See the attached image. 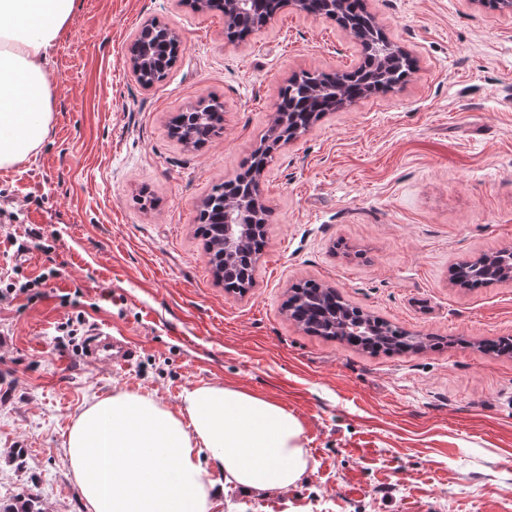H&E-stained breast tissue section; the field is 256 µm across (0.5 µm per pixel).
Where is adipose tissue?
Returning a JSON list of instances; mask_svg holds the SVG:
<instances>
[{"label":"adipose tissue","instance_id":"obj_1","mask_svg":"<svg viewBox=\"0 0 512 512\" xmlns=\"http://www.w3.org/2000/svg\"><path fill=\"white\" fill-rule=\"evenodd\" d=\"M77 0H0V168L48 137L55 84L47 64ZM302 423L277 403L220 384L188 390L181 414L121 392L84 408L66 455L88 512H205L225 485L262 497L296 487L309 466Z\"/></svg>","mask_w":512,"mask_h":512}]
</instances>
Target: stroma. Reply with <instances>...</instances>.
<instances>
[{
  "label": "stroma",
  "instance_id": "stroma-1",
  "mask_svg": "<svg viewBox=\"0 0 512 512\" xmlns=\"http://www.w3.org/2000/svg\"><path fill=\"white\" fill-rule=\"evenodd\" d=\"M367 9L415 67L274 150L272 222L239 295L208 263L200 204L263 144L281 87L353 70L359 43L293 9L231 42L223 14L191 0H79L50 57L52 131L0 169V289L57 271L38 298L0 301V500L33 493L42 512H87L65 456L84 408L126 391L176 413L186 390L218 383L298 417L309 468L260 498L212 473L206 512H512V355L481 347L512 337V280H450L457 263L512 247V12ZM151 21L185 49L147 88L129 47ZM203 97L223 103L224 131L189 150L171 122ZM32 228L39 246L18 255L12 239ZM308 280L441 344L373 354L306 332L284 303ZM101 324L135 344L131 365L88 362Z\"/></svg>",
  "mask_w": 512,
  "mask_h": 512
}]
</instances>
